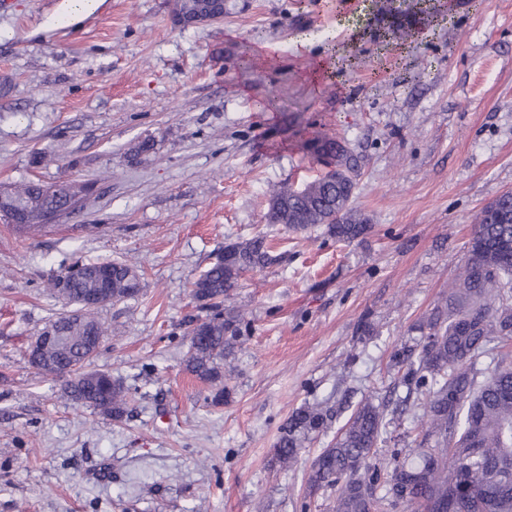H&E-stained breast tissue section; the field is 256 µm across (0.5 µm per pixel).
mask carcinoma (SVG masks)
<instances>
[{
	"mask_svg": "<svg viewBox=\"0 0 512 512\" xmlns=\"http://www.w3.org/2000/svg\"><path fill=\"white\" fill-rule=\"evenodd\" d=\"M224 11V0H175L173 15ZM341 139L316 135L304 149L332 167L325 175L296 188L288 182L268 189L269 224L292 233L323 226L338 241L351 243L372 225L351 206L359 163L351 149L336 148ZM72 181L20 180L0 186V213L18 202L31 207L24 224L13 228L34 236L49 227L44 214L69 207L65 189ZM277 261L266 236L259 233L224 247L223 257L192 283V299L204 312L189 321L186 369L204 382L224 378V354L243 329V313L226 306L248 270ZM47 284L51 295L77 310L62 313L40 331L62 330L64 349L43 348L29 360L39 372L62 381L69 398L95 413L121 420L128 413V390L107 371L91 369L90 336L109 329L94 316L106 303L136 297L140 277L132 266L115 260L76 261ZM422 340L393 354L404 368L402 383L416 394L411 416L416 437L413 455L392 451L386 466L372 462L396 410L371 398L351 413L334 445L314 459L309 494L336 489V512H512V191L490 200L476 218L465 259L448 282V298L420 326ZM321 406L295 411L281 425L275 459L286 470L298 459L307 436L320 431Z\"/></svg>",
	"mask_w": 512,
	"mask_h": 512,
	"instance_id": "1",
	"label": "carcinoma"
}]
</instances>
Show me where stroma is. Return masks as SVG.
Wrapping results in <instances>:
<instances>
[{
	"label": "stroma",
	"mask_w": 512,
	"mask_h": 512,
	"mask_svg": "<svg viewBox=\"0 0 512 512\" xmlns=\"http://www.w3.org/2000/svg\"><path fill=\"white\" fill-rule=\"evenodd\" d=\"M173 3L105 0L65 27L64 0H0V184L100 188L38 237L0 223V512H334V490L308 491L313 459L361 400L405 397L394 350L512 190V0H224L223 20L185 29ZM336 46L334 80L313 82L306 63ZM319 131L358 158L364 239L265 220L269 185L326 172L302 148ZM145 139L153 152L133 156ZM259 232L278 260L233 294L250 327L214 406L184 365L191 286ZM79 257L141 277L138 297L97 310L109 334L92 366L132 393L120 422L28 362L66 309L44 285ZM316 404L327 430L280 469L281 423Z\"/></svg>",
	"instance_id": "1"
}]
</instances>
